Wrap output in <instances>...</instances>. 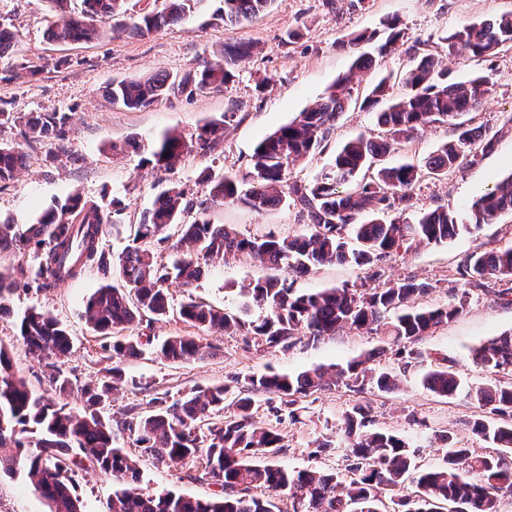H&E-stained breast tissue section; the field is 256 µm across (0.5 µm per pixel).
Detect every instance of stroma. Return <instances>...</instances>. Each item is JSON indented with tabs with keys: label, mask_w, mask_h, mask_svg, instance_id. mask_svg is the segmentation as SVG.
<instances>
[{
	"label": "stroma",
	"mask_w": 512,
	"mask_h": 512,
	"mask_svg": "<svg viewBox=\"0 0 512 512\" xmlns=\"http://www.w3.org/2000/svg\"><path fill=\"white\" fill-rule=\"evenodd\" d=\"M219 0H207L205 7L186 20L139 36L126 31L108 33L90 43L58 44L48 40L50 15L42 0H0V27L9 29L13 43L0 54V109L20 116L30 112H65L71 117L66 152H58L51 142L25 145L17 127L0 128V142L22 147L28 158L15 179L0 188V220L27 224L53 202L71 194L110 203L122 201L125 209L118 223L107 225L100 242L106 258L116 257L131 241V226L138 223L157 194L171 182L179 184L188 197L201 200L208 194L204 172L240 175L250 165L257 143L277 128L291 122L299 112L323 97L351 65L353 52L346 48L353 33L378 28L383 20L395 18L405 44L421 41L433 51L445 53L444 39L454 29L512 11V0H365L351 7L350 0H283L252 21L227 26L213 20ZM297 39H288V32ZM239 40L257 42L253 57L239 63L233 78L220 90H204L162 101L143 110L112 104L106 91L112 81L149 74L188 75L198 70L203 57L224 43ZM42 65L38 76H30L28 63ZM453 76L474 75L489 82L491 95L479 110L474 123L486 134H498L494 149L477 164L458 168L445 179L429 178L413 192L411 214L437 206L448 207L458 220H466L473 197L512 173V133L500 129L512 114V50L481 57H457L447 64ZM235 118L224 131V140L211 154L187 155L181 167L167 173L154 170L148 159L155 139L165 132L188 137L197 134L209 121ZM380 129L373 112L351 109L336 121V127L322 153L302 160L290 173L291 180L306 185L327 171L336 151L348 140L365 135L378 137ZM456 138L452 124L426 127L415 149L396 150L386 164H424L442 145ZM124 145L112 154V144ZM213 224L233 226L244 237H296L307 226L292 203L256 212L236 204H214L205 214ZM512 246V213L502 214L481 231L462 233L442 244H417L397 250L385 262L383 276L397 279L413 276L435 284L427 305L447 304L462 281L457 271L460 258L468 253ZM38 261L0 257V270L11 275L16 286L5 299L0 313V347L10 350L13 367L36 393L47 388L44 362L26 356L18 340L21 317L39 310L56 317L71 335L72 349L62 364L76 391L69 398L79 406L78 389L86 384L111 380L112 363L106 351L112 339L90 330L81 317L84 302L105 282L102 271L87 267L75 279L53 288L37 285ZM259 263L230 259L209 263L191 293L170 286L167 316L147 315L131 333L161 340L176 335L200 337L212 351L203 358L169 362L153 355L123 362L125 380L112 394L107 410L112 419L131 412L144 416L158 409L160 402L173 401L196 388L236 385L249 375L280 372L298 373L323 365H343L365 356L382 343L379 334L344 332L318 343L298 342L293 346L268 349L254 338L216 333L182 321L179 308L187 295L197 301L233 313L258 318L262 310L249 306L242 288L265 276ZM364 272L348 264L320 267L295 278L301 292H314L344 284L357 285ZM512 330V305L471 291L465 312L426 337L421 348L432 357H447L449 366L468 384L488 381L490 372L477 366L471 348ZM371 368L399 378L398 390L373 391L367 402L372 426L392 430L421 447L419 462L433 467L442 464L443 450L435 435L448 432L463 435L465 424L476 415L464 399L441 398L422 385L430 363L400 370L392 354L374 358ZM355 400L354 393L339 389L318 391L303 398L296 418H275L268 396H259L254 407L258 424L276 425L287 446L275 457V464L291 469L338 470L344 466L345 443L339 430L343 413ZM330 442L332 451L314 454L315 442ZM117 446L136 457L142 487L152 493L174 491L196 498H208L219 487L203 476L198 462H156L139 456L132 436L118 432ZM113 479L90 466L77 477V493L84 512H107ZM0 512H47L33 492L26 476L0 473Z\"/></svg>",
	"instance_id": "1"
}]
</instances>
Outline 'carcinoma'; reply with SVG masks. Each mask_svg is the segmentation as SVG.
<instances>
[{"label":"carcinoma","mask_w":512,"mask_h":512,"mask_svg":"<svg viewBox=\"0 0 512 512\" xmlns=\"http://www.w3.org/2000/svg\"><path fill=\"white\" fill-rule=\"evenodd\" d=\"M126 0H47L55 20L48 37L53 41L86 42L104 33L103 24L123 13ZM157 12L133 19L130 29L141 36L181 22L200 11L205 0H166ZM277 0H220L213 16L226 25L249 20ZM388 34L376 31L348 40L357 46L378 42L384 57L399 48L402 39L397 23L386 24ZM448 52L460 47L474 57L512 49V12L492 21L463 25L444 38ZM256 49L252 42L224 44L209 59L202 60L192 76L155 74L112 82L108 99L131 110L148 108L170 97L223 86L243 60ZM407 63L398 76L403 92L390 93L391 77L384 76L362 99L370 109L382 101L377 112L383 129L378 139L358 136L335 154L329 171L310 185L288 182L290 167L322 151L336 120L352 102L356 73L369 69L373 59L358 55L348 73L328 94L287 125L264 138L255 148L249 170L242 178L209 172L205 181L208 197L196 201L175 184L156 197L135 225L132 244L116 263L107 261L99 248L107 224L121 215L120 203L107 209L98 202L74 194L64 203L44 209L30 224L0 222V254L17 260L34 250L40 258V287L52 288L65 279L77 278L87 266L97 265L112 273L114 283L98 288L86 301L82 318L94 332L109 335L124 331L145 314L164 317L169 311L168 283L189 287L199 280L204 265L216 259L248 257L266 265L272 274L250 284L246 298L267 310L248 321L238 314L207 307L193 298L182 304L181 318L193 325L244 334L270 348L290 347L304 337L315 344L344 330L379 331L385 345L344 367L316 366L296 375L263 373L246 380L236 392L229 385L196 388L155 412L112 422L105 416L111 403L110 383L80 388L83 405L76 409L64 402L72 383L61 370V359L70 349L66 328L53 316L32 310L20 321L19 338L25 353L45 362L49 389L32 391L13 368L12 357L0 347V469L22 471L34 491L45 501L48 512H82L75 490V477L90 462L112 476L116 488L107 503L108 512H283L268 494L288 496L291 512H501V499L512 495V381L493 378L462 388L457 374L443 357L423 379L424 387L442 398L465 394L478 410L467 423L466 438L482 440L494 451L477 454L464 440L448 434L443 464L424 468L419 449L393 431L370 429V406L357 400L342 419L346 442L343 471L288 470L261 457H275L287 450L276 427H260L253 419L256 393L280 401L271 407L276 416L287 411L296 416L298 399L309 393L343 386L363 395L375 386L391 392L395 379L388 373L375 375L371 359L394 352L402 369L424 361L420 344L438 327L465 310L468 290H479L498 301L512 304V287L494 288L492 283L512 282V248H492L465 255L458 273L467 290L461 297L438 307H416L411 302L432 293L436 285L414 277L393 279L381 288L341 287L297 293L291 276H306L317 267L344 263L366 270L365 279L381 278L382 262L394 251L413 242L442 243L462 231L492 224L504 212H512V175L495 183L469 208V223L461 224L447 208L438 206L409 221L412 191L426 177L446 176L463 164L473 165L491 151L495 137L471 126L468 115L478 111L489 94L481 77L449 79L438 54L414 43L404 49ZM224 119L210 121L196 139L188 142L174 133L164 134L154 145L152 168L172 173L192 151L213 152L224 139ZM69 116L45 112L25 116L0 113V127L22 126L24 139L32 144L45 139L67 140ZM455 122L457 139L441 147L424 166L377 164L395 147L410 144L419 129L434 123ZM25 167V153L0 143V185L13 180ZM292 197L308 230L294 238L268 235L247 238L224 224L197 219L185 224L181 217L208 203L231 202L262 211ZM178 238L174 255L160 264L145 242ZM149 349L158 357L179 362L202 358L209 346L196 336H170L155 344L139 336L112 338L109 345L112 377H124L123 360ZM472 360L492 373H512V331L505 332L471 351ZM134 435L139 454L162 461L200 460L204 474L221 487L219 493L200 500L173 491L154 495L140 488L136 461L115 445L114 429Z\"/></svg>","instance_id":"cac0c4a2"}]
</instances>
